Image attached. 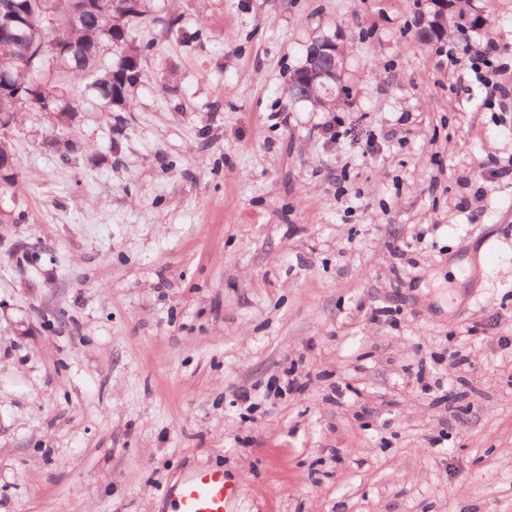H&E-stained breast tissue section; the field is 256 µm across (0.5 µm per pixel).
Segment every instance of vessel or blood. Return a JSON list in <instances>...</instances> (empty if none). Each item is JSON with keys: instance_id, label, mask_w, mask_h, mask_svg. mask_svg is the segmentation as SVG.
<instances>
[{"instance_id": "obj_1", "label": "vessel or blood", "mask_w": 512, "mask_h": 512, "mask_svg": "<svg viewBox=\"0 0 512 512\" xmlns=\"http://www.w3.org/2000/svg\"><path fill=\"white\" fill-rule=\"evenodd\" d=\"M243 490L242 483L227 479L223 468L202 465L171 490L173 512H239Z\"/></svg>"}]
</instances>
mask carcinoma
<instances>
[{"mask_svg":"<svg viewBox=\"0 0 512 512\" xmlns=\"http://www.w3.org/2000/svg\"><path fill=\"white\" fill-rule=\"evenodd\" d=\"M436 2L427 0V17L415 34L422 43L443 39L450 19L460 36L485 23L482 15L468 10L469 0H447L446 13L435 7ZM87 4L76 21L72 13L80 5L78 0H38L27 13V40L34 45L0 51V106L20 90L28 93L0 120V183L6 187L12 186L17 167L8 130L15 126L18 113L47 112L54 127L63 129L78 110V96L94 99L109 112H125L141 83L143 60L151 44L137 43L131 33L148 16V0H87ZM56 45L70 46L72 51L59 60L54 57ZM107 48L113 50L108 62L103 60ZM330 58L324 53L293 70L287 89L291 101L336 111L348 89L343 84L337 94L328 95L327 89L336 87ZM312 71L320 75L314 83L306 79Z\"/></svg>","mask_w":512,"mask_h":512,"instance_id":"carcinoma-1","label":"carcinoma"}]
</instances>
